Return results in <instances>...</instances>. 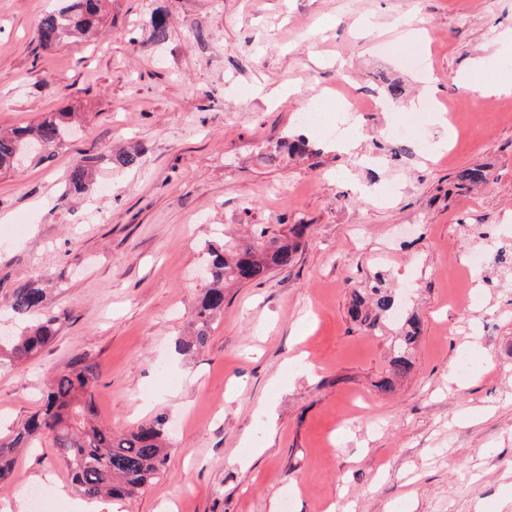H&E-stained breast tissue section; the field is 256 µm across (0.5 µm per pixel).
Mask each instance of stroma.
I'll list each match as a JSON object with an SVG mask.
<instances>
[{
  "label": "stroma",
  "instance_id": "35a3bbf8",
  "mask_svg": "<svg viewBox=\"0 0 512 512\" xmlns=\"http://www.w3.org/2000/svg\"><path fill=\"white\" fill-rule=\"evenodd\" d=\"M60 5L0 0V129L83 115L50 163L0 174V303L34 281L59 318L41 353L0 365V442L87 352L99 420L169 418L165 468L119 512H512V264L494 263L512 253V93L475 101L462 85L512 82V0H111L89 42L42 48ZM431 83L437 111L409 112ZM347 96L366 105L341 151L300 109L331 123ZM410 123L415 139L390 137ZM300 133L304 159L282 148ZM422 139L446 149L423 155ZM127 153L136 166L118 164ZM85 159L93 190L64 196ZM475 166L488 186L457 190ZM253 224L308 231L287 270L227 292L182 359L208 242ZM378 277L403 307L369 331L347 310ZM411 316L413 370L383 390ZM33 488L79 496L45 446L15 454L0 512Z\"/></svg>",
  "mask_w": 512,
  "mask_h": 512
}]
</instances>
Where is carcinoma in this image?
<instances>
[{
	"instance_id": "obj_1",
	"label": "carcinoma",
	"mask_w": 512,
	"mask_h": 512,
	"mask_svg": "<svg viewBox=\"0 0 512 512\" xmlns=\"http://www.w3.org/2000/svg\"><path fill=\"white\" fill-rule=\"evenodd\" d=\"M106 0H66L48 12L38 28V40L47 47L76 45L94 32L103 16ZM76 115L73 112H47L33 126L0 131V171L17 168L19 159H47L71 137ZM40 142L45 153L29 152ZM92 164H77L70 172L65 194L82 195L91 190ZM488 176L480 168H466L456 177V188L469 190L486 184ZM308 225L290 224L286 232L270 236L266 228H254L250 240L226 247L207 245L208 278L192 308L189 334L180 338L178 353L192 357L204 348L215 322L224 312L227 288L241 284H261L276 269H286L300 250ZM46 291L34 282L17 285L7 309L21 331L0 336V357L20 363L37 355L58 333L57 319L43 313ZM394 305L385 281L354 294L348 311L351 321L374 327L389 315ZM421 334L413 317L401 327L390 373L405 377L413 370L411 351ZM101 376L99 362L86 352L73 355L66 366L52 373L43 395L42 409L13 432L11 440L0 444V480L13 472L15 448L29 447L35 441L49 445L66 464L76 490L88 499L121 501L138 496L164 467L171 445L168 420L163 414L139 423L135 428L115 433L95 422L94 391Z\"/></svg>"
}]
</instances>
